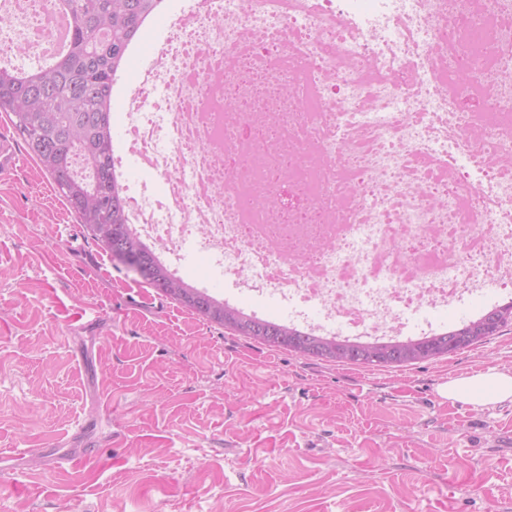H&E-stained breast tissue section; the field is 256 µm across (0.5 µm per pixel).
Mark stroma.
Listing matches in <instances>:
<instances>
[{"instance_id":"stroma-1","label":"stroma","mask_w":512,"mask_h":512,"mask_svg":"<svg viewBox=\"0 0 512 512\" xmlns=\"http://www.w3.org/2000/svg\"><path fill=\"white\" fill-rule=\"evenodd\" d=\"M0 182V512H512V402L442 382L512 370V329L402 367L339 366L203 320L113 261L19 148ZM182 277L279 323V296L186 246ZM485 292L396 321L400 338L474 318ZM86 306L101 322L72 320ZM87 419L100 425L81 439ZM71 440L80 467L38 452Z\"/></svg>"}]
</instances>
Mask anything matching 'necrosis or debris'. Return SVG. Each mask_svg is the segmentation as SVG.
I'll use <instances>...</instances> for the list:
<instances>
[{"mask_svg":"<svg viewBox=\"0 0 512 512\" xmlns=\"http://www.w3.org/2000/svg\"><path fill=\"white\" fill-rule=\"evenodd\" d=\"M0 15V50L47 56L51 0ZM126 109L117 161L165 185L126 187L131 222L167 265L198 241L355 340L512 285V0H202Z\"/></svg>","mask_w":512,"mask_h":512,"instance_id":"necrosis-or-debris-1","label":"necrosis or debris"}]
</instances>
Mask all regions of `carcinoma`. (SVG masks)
<instances>
[{
	"mask_svg": "<svg viewBox=\"0 0 512 512\" xmlns=\"http://www.w3.org/2000/svg\"><path fill=\"white\" fill-rule=\"evenodd\" d=\"M164 0H54L72 16V49L52 62L0 67V112L67 206L112 259L204 320L306 359L399 367L482 343L512 324V301L477 317L490 334L453 329L405 341L350 343L257 318L172 273L131 229L114 167L112 77Z\"/></svg>",
	"mask_w": 512,
	"mask_h": 512,
	"instance_id": "cac0c4a2",
	"label": "carcinoma"
}]
</instances>
